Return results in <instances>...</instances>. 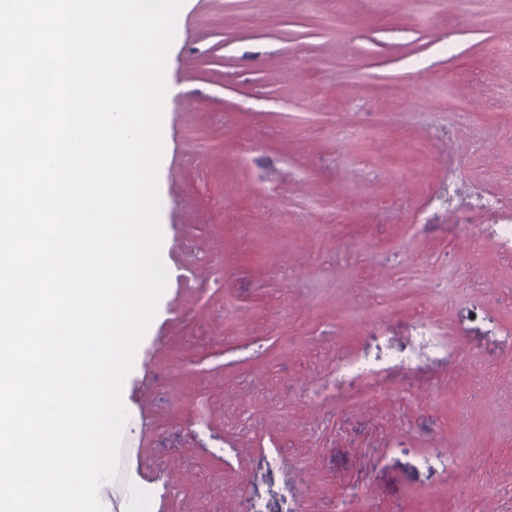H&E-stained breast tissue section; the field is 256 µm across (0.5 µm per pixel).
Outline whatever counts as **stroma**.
Wrapping results in <instances>:
<instances>
[{"instance_id": "obj_1", "label": "stroma", "mask_w": 512, "mask_h": 512, "mask_svg": "<svg viewBox=\"0 0 512 512\" xmlns=\"http://www.w3.org/2000/svg\"><path fill=\"white\" fill-rule=\"evenodd\" d=\"M508 40L512 0H184L112 504L134 474L156 512H512ZM360 355L380 397H314Z\"/></svg>"}]
</instances>
